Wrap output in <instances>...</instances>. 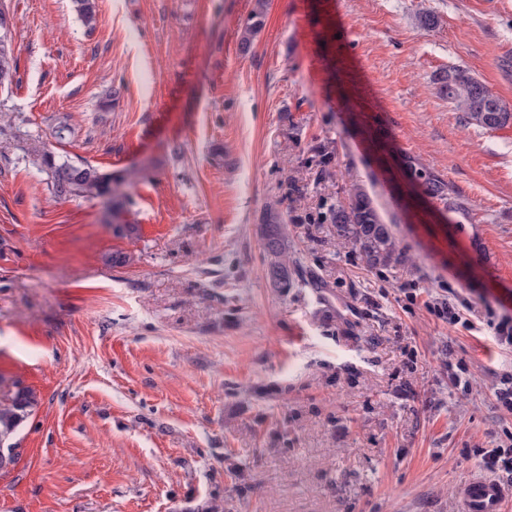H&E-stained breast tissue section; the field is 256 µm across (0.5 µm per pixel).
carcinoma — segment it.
Listing matches in <instances>:
<instances>
[{
	"label": "carcinoma",
	"mask_w": 512,
	"mask_h": 512,
	"mask_svg": "<svg viewBox=\"0 0 512 512\" xmlns=\"http://www.w3.org/2000/svg\"><path fill=\"white\" fill-rule=\"evenodd\" d=\"M74 8L84 24L91 28L95 21L92 0H73ZM266 0H256V6L245 24L241 48L248 50L252 37L262 28ZM441 90L455 112L462 113L465 122L486 131H495L512 125V107L499 99L465 66H453L441 76ZM27 153L36 157L41 170L50 179L58 196L84 198L107 197L112 210L119 214L125 206L121 182L112 174L82 162L75 164L57 157L45 143L29 145ZM406 167L431 199L439 201L450 213L465 214L467 208L453 185L444 177L409 157ZM321 221L336 227V236L344 244L357 248L370 268L389 266L399 260L396 239L391 225L383 221L374 200L360 185H351L348 202L330 205ZM286 219L279 209L270 205L261 218V238L267 261L270 286L286 292L294 286L288 258ZM38 404L35 393L22 383H15L12 396L0 402V443L9 445Z\"/></svg>",
	"instance_id": "carcinoma-1"
}]
</instances>
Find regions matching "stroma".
Listing matches in <instances>:
<instances>
[{
	"mask_svg": "<svg viewBox=\"0 0 512 512\" xmlns=\"http://www.w3.org/2000/svg\"><path fill=\"white\" fill-rule=\"evenodd\" d=\"M94 3L89 29L71 0H0V399H38L0 512H463L483 451L512 448V126L465 125L437 78L468 67L512 105V0H268L245 53L255 0ZM31 138L124 177L136 234L56 197ZM354 183L399 262L321 223ZM266 0H256V6L245 24L241 39V48L247 51L251 45L252 37L262 28L264 22ZM406 167L431 199L439 201L448 213L465 214L467 208L453 185L444 177L425 167L415 159L408 157ZM260 224L270 286L280 292H288V288L294 286V279L288 258L286 219L275 205H269Z\"/></svg>",
	"mask_w": 512,
	"mask_h": 512,
	"instance_id": "35a3bbf8",
	"label": "stroma"
}]
</instances>
